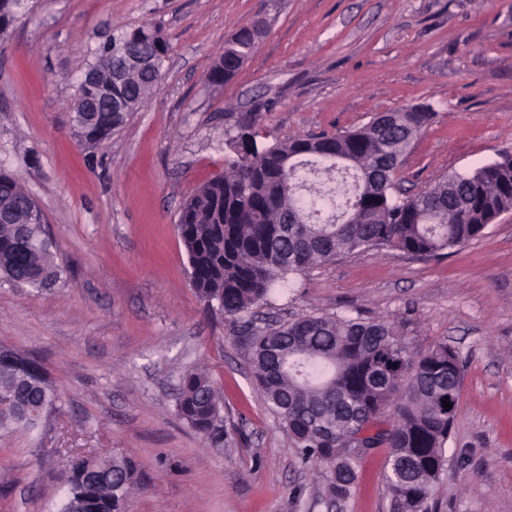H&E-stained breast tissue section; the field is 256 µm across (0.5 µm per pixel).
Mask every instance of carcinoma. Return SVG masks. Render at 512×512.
Here are the masks:
<instances>
[{
    "instance_id": "1",
    "label": "carcinoma",
    "mask_w": 512,
    "mask_h": 512,
    "mask_svg": "<svg viewBox=\"0 0 512 512\" xmlns=\"http://www.w3.org/2000/svg\"><path fill=\"white\" fill-rule=\"evenodd\" d=\"M260 28L244 27L224 45L207 75L221 87L239 72L255 50ZM160 31L150 25L123 30L93 53L86 69L122 66L125 50L148 55ZM159 87L145 73L127 70L121 101L97 102V129L109 139L128 116ZM432 118L424 112H384L358 129L334 135L305 136L263 144L245 112L227 145L236 159L224 175L203 185L182 207L177 230L186 249L190 277L199 298L217 303L236 322L263 303L272 284L290 274L366 249L392 248L411 255L437 257L482 236L488 221L512 210V166L494 160L471 172L439 179L411 197L397 199V173L410 143ZM336 155L364 166L388 168L363 174L353 185L346 209L349 224L310 221L299 191L304 167L321 157L324 145ZM33 198L0 170V275L19 285L42 288L60 269L51 245L20 236ZM248 347L254 379L280 427L302 459L324 473L330 500L341 502L358 477L360 455L354 448L386 449L385 487L403 512H428L437 483L448 471L446 444L452 422L442 400L458 394L461 375L450 368L444 341L412 354L394 326L385 321L307 314L263 331L248 321L237 329ZM178 414L215 444L220 401L208 373L182 375L175 394ZM61 410V397L43 371L27 369L19 354L0 358V429H33L28 407ZM108 474L97 490L96 512H119L136 482L135 463L127 458L76 456L65 480L78 493L84 470Z\"/></svg>"
}]
</instances>
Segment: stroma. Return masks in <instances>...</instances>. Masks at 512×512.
<instances>
[{"label": "stroma", "mask_w": 512, "mask_h": 512, "mask_svg": "<svg viewBox=\"0 0 512 512\" xmlns=\"http://www.w3.org/2000/svg\"><path fill=\"white\" fill-rule=\"evenodd\" d=\"M256 24L239 74L209 87L225 43ZM142 25L166 42L161 85L86 145L68 104L88 55ZM413 105L434 117L400 169L404 196L512 153V0H28L0 34V169L37 202L62 274L46 288L0 280V346L39 362L64 411L0 430V512H59L79 454L136 462L122 512H390L381 448L346 500L325 496L233 325L193 290L176 224L223 173L241 113L257 111L272 143ZM306 313L389 321L414 351L447 341L462 381L429 512H512V211L448 255L371 249L290 275L247 317ZM193 368L223 397V445L177 414Z\"/></svg>", "instance_id": "1"}]
</instances>
